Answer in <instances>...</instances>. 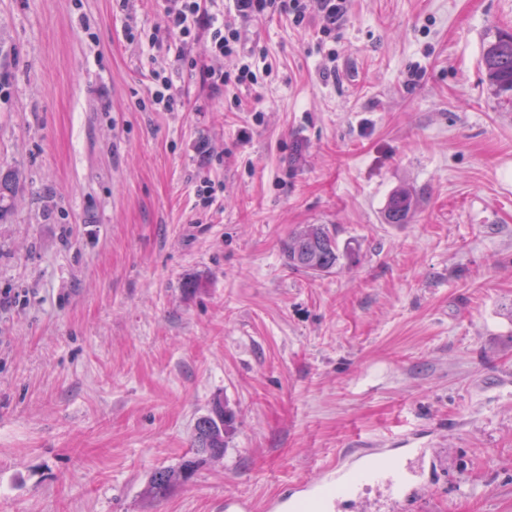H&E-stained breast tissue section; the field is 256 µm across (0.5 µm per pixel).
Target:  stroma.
Segmentation results:
<instances>
[{"label":"stroma","instance_id":"obj_1","mask_svg":"<svg viewBox=\"0 0 512 512\" xmlns=\"http://www.w3.org/2000/svg\"><path fill=\"white\" fill-rule=\"evenodd\" d=\"M164 7L0 0V512H265L376 448L435 451L406 512H512V99L482 62L512 0L244 22L269 69L235 100L128 41ZM155 60L175 111L137 106ZM306 224L332 271L289 268ZM218 400L223 456L146 500ZM417 196L410 190H396L390 196L385 208V219L389 224H408L417 211ZM289 268L310 274L330 272L339 259L336 237L322 224H306L284 244Z\"/></svg>","mask_w":512,"mask_h":512}]
</instances>
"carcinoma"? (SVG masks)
Masks as SVG:
<instances>
[{"instance_id":"carcinoma-1","label":"carcinoma","mask_w":512,"mask_h":512,"mask_svg":"<svg viewBox=\"0 0 512 512\" xmlns=\"http://www.w3.org/2000/svg\"><path fill=\"white\" fill-rule=\"evenodd\" d=\"M483 65L489 83L498 93L512 97V33H502L489 44L483 54ZM417 196L406 189L392 193L385 208L389 224H408L417 211ZM288 267L310 274L327 273L336 267L339 248L336 237L322 224H306L284 244ZM232 417L220 401L207 414L196 419L193 428L192 456L176 468L161 469L151 476L146 496L165 497L178 482L189 481L201 464L210 457L224 455V436L230 430Z\"/></svg>"}]
</instances>
